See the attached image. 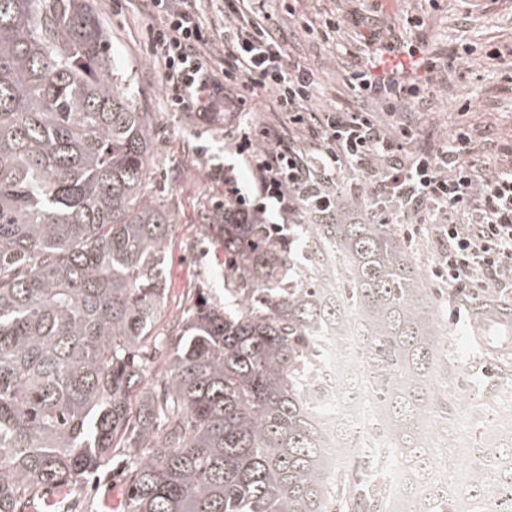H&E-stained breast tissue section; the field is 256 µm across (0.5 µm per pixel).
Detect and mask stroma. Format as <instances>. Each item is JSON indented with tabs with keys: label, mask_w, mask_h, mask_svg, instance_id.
Instances as JSON below:
<instances>
[{
	"label": "stroma",
	"mask_w": 512,
	"mask_h": 512,
	"mask_svg": "<svg viewBox=\"0 0 512 512\" xmlns=\"http://www.w3.org/2000/svg\"><path fill=\"white\" fill-rule=\"evenodd\" d=\"M95 16L110 34V53L116 72L135 90V103L153 113L154 151L146 193L169 211L176 226L167 250V302L154 335L169 331L175 317L206 296L225 303L233 297L224 289V248L209 226L216 223V203L224 197L222 184L211 180V164L223 163L225 173L240 187L252 174L234 151L233 135L223 117L207 123L195 112L168 109L157 66L149 55L147 0H91ZM294 17L284 20L293 50L318 71L316 104L330 107L353 100L348 73L369 52L371 32L392 35L419 45L432 57L433 72L415 69L418 78H430L431 93L419 107L409 109L414 124L438 141L455 129L468 128L477 150L492 163L512 162V67L491 58L490 50L512 49V0H294ZM336 14L344 27L335 42L310 34L304 22ZM421 18L418 27L409 26ZM468 61H461L463 48ZM438 315L457 339L444 347L447 372L437 385L448 396V424L456 448L457 472L467 469L469 452L501 419L512 416V388L498 386L501 372L512 373V360L483 352L470 342L467 320H454L448 308V286L433 273L441 244L426 233L408 241ZM102 484L82 483L71 491L69 512H121L126 483L123 469L109 465Z\"/></svg>",
	"instance_id": "35a3bbf8"
}]
</instances>
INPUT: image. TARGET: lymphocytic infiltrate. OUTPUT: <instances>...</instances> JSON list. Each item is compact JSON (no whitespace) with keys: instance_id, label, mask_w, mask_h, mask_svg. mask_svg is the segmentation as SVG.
Masks as SVG:
<instances>
[{"instance_id":"f902f5d3","label":"lymphocytic infiltrate","mask_w":512,"mask_h":512,"mask_svg":"<svg viewBox=\"0 0 512 512\" xmlns=\"http://www.w3.org/2000/svg\"><path fill=\"white\" fill-rule=\"evenodd\" d=\"M151 55L160 69L171 111L206 114L214 96L229 89L234 111L272 95L286 115L282 130L260 139L241 133L235 151L253 174L249 189L225 178L224 202L241 214L276 213L283 223L300 214L334 221L336 202L365 187L367 216L398 225L405 238L442 227L447 247L434 273L448 282V307L460 317L484 290L512 288V167L487 173L467 129L439 143L420 132L398 104L422 99L426 87L403 65L375 75L355 66L349 88L357 99H378L391 111L382 127L361 109L312 104L315 70L288 50L279 11L265 0H150ZM222 44L223 58L211 46ZM416 143L412 154L404 146ZM357 174L345 183L342 172Z\"/></svg>"}]
</instances>
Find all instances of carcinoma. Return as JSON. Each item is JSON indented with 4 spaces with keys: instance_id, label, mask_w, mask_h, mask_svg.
<instances>
[{
    "instance_id": "1",
    "label": "carcinoma",
    "mask_w": 512,
    "mask_h": 512,
    "mask_svg": "<svg viewBox=\"0 0 512 512\" xmlns=\"http://www.w3.org/2000/svg\"><path fill=\"white\" fill-rule=\"evenodd\" d=\"M106 40L89 0H0V512H41L123 436L124 512H504L512 419L451 478L435 302L393 225L352 221L346 200L333 224L210 225L242 302L201 299L154 342L166 373L145 383L176 225L146 197L154 116ZM331 255L349 278L334 297L316 277ZM349 307L388 432L354 485L330 462L341 439L360 453L362 432L331 423L356 390L319 399L321 337Z\"/></svg>"
}]
</instances>
